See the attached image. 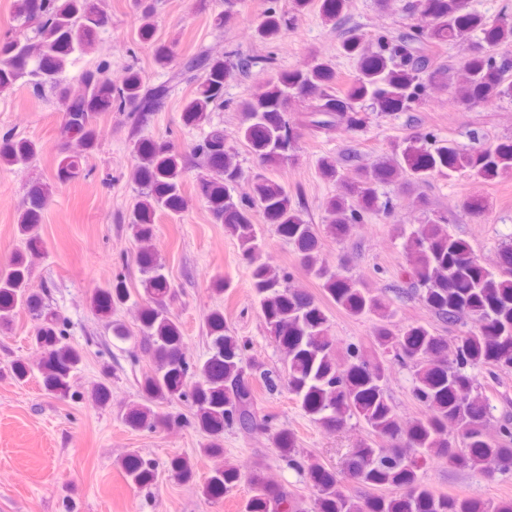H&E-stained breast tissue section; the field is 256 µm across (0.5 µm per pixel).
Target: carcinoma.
Listing matches in <instances>:
<instances>
[{
	"mask_svg": "<svg viewBox=\"0 0 512 512\" xmlns=\"http://www.w3.org/2000/svg\"><path fill=\"white\" fill-rule=\"evenodd\" d=\"M140 15L139 37L153 44L156 63H173L170 48L153 42L154 0H134ZM345 0H320L325 21L343 12ZM408 8L420 14L426 26L398 37L352 35L341 43L344 55L356 61L357 70L344 93L336 92L332 60L311 53L299 66L281 71L265 89L240 104L237 141L264 165L278 166L295 157L297 139L288 119V102L296 94L311 96L309 111L300 124L312 130L364 127L369 113L412 112L426 100L430 83L440 74L433 48L467 40L480 33L473 49L459 62L462 82L453 92L454 103L464 109L512 101V14L502 12L488 21L472 8L471 0H411ZM17 25L0 35V93L11 90L28 76L37 89L50 88L62 105L63 137L75 143L58 153L55 179L66 183L82 172L85 157L94 149L100 130L97 115L134 106L152 111L169 92V84L149 85L139 71L126 69L115 85L110 64L102 61L82 74L83 93L72 96L56 79L71 55L87 53L108 22L98 0H16ZM287 21L272 9L257 27L260 41L278 40ZM36 62L28 69L30 62ZM265 58L233 50L213 57L201 50L190 56L170 80L193 74L194 91L184 102L183 126L202 131L189 154L164 140L138 139L132 144L136 164L131 179L139 188L128 224L138 244L137 261L143 278L138 309L140 331L152 350L154 369L141 381L142 399L125 414L134 429H158L172 423L159 411L162 404L187 398L193 405L190 424L207 438L201 452L224 454V431L244 433L263 426L270 431L280 457L305 473L315 490L311 512H512V500L490 501L455 497L434 491L419 471L430 460L447 461L463 471L487 479L512 474V415L503 413L498 432L488 428L493 405L478 383L475 371H512V243L499 248L497 269H488L467 240L448 231L443 211L432 210L426 223L407 235L406 259L414 288L408 294L442 324L460 327L444 336L429 324H392V312L383 296L349 274L331 271L320 261L321 233L336 239L347 236L365 217L388 214L392 199L380 200V187L404 179L408 186H423L436 177L464 174L489 181L512 173V138L480 149L467 150L454 140L418 135L394 147L390 156L368 169L354 165L342 169L333 157H323L318 167L323 178L336 185V194L324 204V228L304 218L283 185L257 175L248 196L236 199L235 188L244 177L234 146L224 130L212 126V113L224 107V88ZM42 146L28 138H0V165L15 166L35 158ZM198 159L204 173L198 188L206 200L212 222L236 239L242 259L250 269L253 292L270 338L282 354V367H270L243 356L245 344L233 335L224 312L213 309L206 318L209 355L192 363L184 355L179 323L165 308L170 282L152 245L159 212L178 213L184 207L183 178L186 156ZM51 188L37 183L27 192L16 224L23 247L0 269V332L12 324L18 309L28 311L36 323L33 337L42 355L40 371L48 395L66 401L75 397L72 380L84 360L83 351L66 342V319L31 288L30 258L41 244L39 226ZM262 219L294 247L301 264L321 281L325 295L351 316L376 318L373 343L366 350L349 346L339 360L336 339L330 332L322 304L311 293L288 284L261 259ZM130 292L122 281L97 288L91 306L110 319L112 335H130L126 324L112 318L125 305ZM412 371L413 397L424 407L423 417L405 421L396 412L386 388L385 358ZM29 366L20 360L0 369V377L26 380ZM286 389L303 414L321 428L335 432L351 420L363 423L366 438L347 458L346 474L360 476L369 493L354 499L344 493L336 469L316 459H295L296 434L273 428L256 411V393L272 395ZM128 482L134 487L151 484L156 463L138 454L124 462ZM167 470L182 482H192L195 471L184 457L169 460ZM248 476L252 495L244 512H300L287 490L271 483L263 470L249 473L236 465L212 471L201 486L209 499L232 491Z\"/></svg>",
	"mask_w": 512,
	"mask_h": 512,
	"instance_id": "obj_1",
	"label": "carcinoma"
}]
</instances>
